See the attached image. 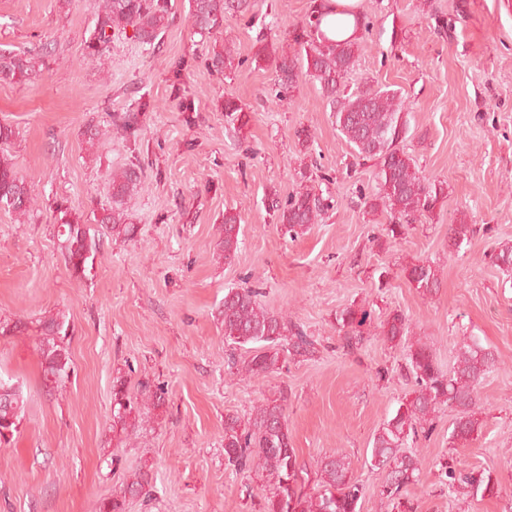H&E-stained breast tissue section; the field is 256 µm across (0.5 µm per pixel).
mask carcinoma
<instances>
[{
	"instance_id": "carcinoma-1",
	"label": "carcinoma",
	"mask_w": 512,
	"mask_h": 512,
	"mask_svg": "<svg viewBox=\"0 0 512 512\" xmlns=\"http://www.w3.org/2000/svg\"><path fill=\"white\" fill-rule=\"evenodd\" d=\"M327 0H311L306 24L289 33L293 52L277 50L259 41L249 58H239L227 47L224 53L208 58V66L228 78L235 70L250 63L257 68L271 66L276 79L273 91L280 98L291 99L305 81L319 85L333 105L336 124L356 157L374 161L377 192L368 201L372 212L389 218L386 236L396 239L405 225L433 214L445 194L443 183L427 178L404 148L409 131L408 113L397 103V93L387 87L368 86L355 94L345 93L344 79L353 67L360 47L359 37L330 40L320 33L322 19L328 15ZM95 24L82 39L84 57L105 65L110 32L132 28L143 45L156 47L173 17L167 0H94ZM255 0H189V20L194 33L206 36L224 30L230 17L253 11ZM42 56L38 53H15L0 50V82L22 83L39 71ZM147 104L136 110L111 114L112 128L121 137L136 141L145 125ZM224 112L231 120L246 125L249 107L238 98L224 97ZM112 207L103 210L97 223L110 237L130 240L134 224L128 222L124 200L137 191L141 183L140 163H130L112 170ZM34 186L19 177L14 165L0 151V207L16 219L26 217L36 206ZM332 207V196L315 187H306L286 200L273 198L272 214L283 234L296 238L309 226L319 223ZM57 239L60 253L71 275L86 277L100 250V239L90 234V227L70 208L57 206ZM242 217L231 209L224 210L219 226L220 258L230 263L240 248ZM473 232L463 222L448 227L450 246L458 249ZM492 261L506 272L512 271V246H502L491 255ZM408 281L420 293L433 294L439 288V270L427 259L405 269ZM224 325V341L233 347L252 345L249 356L240 363L231 362L236 374L247 379L273 373L282 368L287 356L311 357L316 344L288 318L268 311L251 288H230L218 312ZM371 322L370 311L345 307L336 313L343 347L352 350L365 339ZM38 348L43 383L57 390L69 376L70 324L61 313L48 314L38 324ZM379 335L405 354L415 388L401 402L394 415L385 421L373 437L369 465L384 473L380 496L395 512H417V506L403 497V491L418 481L420 461L404 448L421 434L428 435L432 416L446 406L456 411L448 445L464 447L480 429L476 389L495 366L494 353L477 340L465 342L453 366L443 369L432 345L420 338L412 339L411 323L406 314L394 311L379 323ZM141 402L133 401L127 381L122 376L112 380V428L133 433L151 411L165 406V390L146 384ZM287 395L269 399L255 407L246 419L228 415L224 418V459L238 471L253 472L272 483L262 496L260 512H360L364 491L351 474L350 462L340 454L328 455L317 464L315 475L299 461L292 446L285 413ZM25 410L20 386L0 379V441L14 435ZM448 489L467 496L493 498L499 493V481L489 471H461L440 463ZM151 474L139 470L123 483L112 497L99 501L96 512H126L128 502L149 495Z\"/></svg>"
}]
</instances>
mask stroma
<instances>
[{"label": "stroma", "instance_id": "obj_1", "mask_svg": "<svg viewBox=\"0 0 512 512\" xmlns=\"http://www.w3.org/2000/svg\"><path fill=\"white\" fill-rule=\"evenodd\" d=\"M174 23L157 49L132 32L113 36L108 70L82 56L95 23L92 0H0V49H55L35 79L0 82V123L17 135L6 147L39 200L25 222L0 209V320L63 313L72 334L71 372L62 393L42 384L35 335L0 336V379L19 384L24 418L0 444V512H96L135 470L152 473L151 495L128 512H257L268 482L224 459V417H249L286 393L292 445L308 470L340 452L364 487L360 512H392L378 494L384 475L366 465L374 434L414 380L400 349L368 336L347 351L337 311L355 305L380 323L406 313L415 336L432 341L441 364L476 338L497 358L479 387L482 427L466 446L448 445L453 409L441 408L428 438L413 446L419 480L405 495L418 512H512V274L489 259L512 244V0H361L373 23L350 72L349 90L388 86L409 108L404 143L448 196L431 216L386 237L383 215L365 204L376 192L374 164L356 162L319 85L293 100L268 95L272 67L238 68L232 78L205 60L232 40L240 57L257 38L286 42L310 0H273L267 16L227 23L204 38L189 28V0H168ZM184 61L181 90L197 109L184 122L169 84ZM235 94L251 112L239 129L225 116ZM147 101L136 147L112 132L109 112ZM308 129V146L296 132ZM95 140H88L87 131ZM138 155L141 184L124 208L136 236L104 239L87 277L77 280L58 249V205L94 224L112 205L110 174ZM323 175L334 206L296 239L270 217L272 197ZM241 213L237 257L218 260L225 210ZM471 225L467 244L448 248V227ZM428 259L436 294L413 288L406 267ZM254 288L269 311L299 324L313 357L289 358L276 373L239 380L217 312L228 288ZM149 379L167 403L125 439L112 433V380ZM119 467H111L113 455ZM486 469L502 494L476 499L449 492L441 460Z\"/></svg>", "mask_w": 512, "mask_h": 512}]
</instances>
